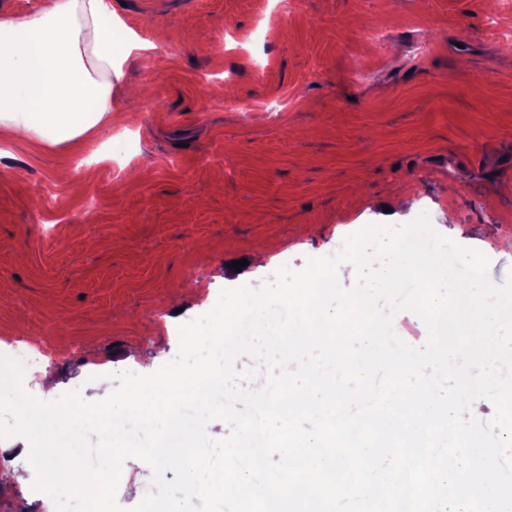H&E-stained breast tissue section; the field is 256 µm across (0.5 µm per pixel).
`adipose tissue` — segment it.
<instances>
[{
	"mask_svg": "<svg viewBox=\"0 0 512 512\" xmlns=\"http://www.w3.org/2000/svg\"><path fill=\"white\" fill-rule=\"evenodd\" d=\"M152 48L119 23L112 0H41L25 16L0 15V141L87 138L112 121V81L95 70Z\"/></svg>",
	"mask_w": 512,
	"mask_h": 512,
	"instance_id": "ef3b65f1",
	"label": "adipose tissue"
}]
</instances>
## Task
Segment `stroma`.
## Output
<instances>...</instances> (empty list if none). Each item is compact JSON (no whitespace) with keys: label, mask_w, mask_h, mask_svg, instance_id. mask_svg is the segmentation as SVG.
<instances>
[{"label":"stroma","mask_w":512,"mask_h":512,"mask_svg":"<svg viewBox=\"0 0 512 512\" xmlns=\"http://www.w3.org/2000/svg\"><path fill=\"white\" fill-rule=\"evenodd\" d=\"M154 42L116 61L129 119L34 141L0 167V340L42 351L23 381L89 402L179 354L222 290L303 270L401 197L512 274V0H125ZM247 259L242 269L233 261ZM152 470L122 464L119 505ZM0 483V512H55Z\"/></svg>","instance_id":"35a3bbf8"}]
</instances>
